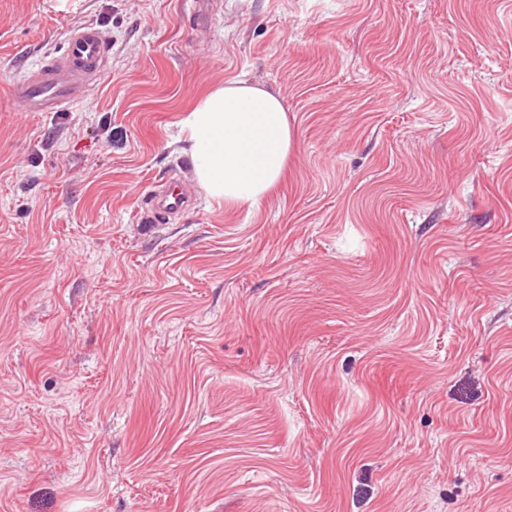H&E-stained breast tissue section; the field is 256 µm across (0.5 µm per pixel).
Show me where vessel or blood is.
<instances>
[{
    "mask_svg": "<svg viewBox=\"0 0 512 512\" xmlns=\"http://www.w3.org/2000/svg\"><path fill=\"white\" fill-rule=\"evenodd\" d=\"M109 49L90 25L70 30L63 51L49 55L27 69L10 86L12 97L26 112H64L80 98L85 83L99 80L105 71ZM192 194L180 183L149 192V208L154 220L186 211Z\"/></svg>",
    "mask_w": 512,
    "mask_h": 512,
    "instance_id": "obj_1",
    "label": "vessel or blood"
}]
</instances>
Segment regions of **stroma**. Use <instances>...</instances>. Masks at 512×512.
Returning <instances> with one entry per match:
<instances>
[{
	"label": "stroma",
	"mask_w": 512,
	"mask_h": 512,
	"mask_svg": "<svg viewBox=\"0 0 512 512\" xmlns=\"http://www.w3.org/2000/svg\"><path fill=\"white\" fill-rule=\"evenodd\" d=\"M212 2L0 0V512H512V0ZM234 79L293 147L227 206L180 122ZM109 49L92 25L70 30L63 52L49 55L12 81L10 92L24 112H65L81 88L105 71ZM192 199V194L181 183L165 185L162 189L152 188L148 200L153 221L190 209Z\"/></svg>",
	"instance_id": "1"
}]
</instances>
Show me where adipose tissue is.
<instances>
[{
    "label": "adipose tissue",
    "mask_w": 512,
    "mask_h": 512,
    "mask_svg": "<svg viewBox=\"0 0 512 512\" xmlns=\"http://www.w3.org/2000/svg\"><path fill=\"white\" fill-rule=\"evenodd\" d=\"M200 187L227 204L256 202L281 179L292 148L287 110L236 79L207 93L181 121Z\"/></svg>",
    "instance_id": "1"
}]
</instances>
